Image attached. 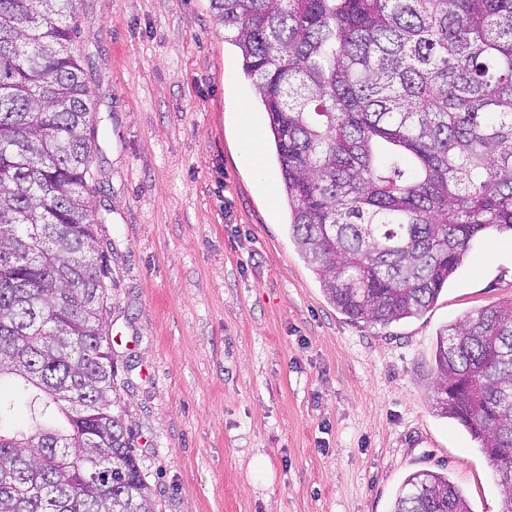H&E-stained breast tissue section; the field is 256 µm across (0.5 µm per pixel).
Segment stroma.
Wrapping results in <instances>:
<instances>
[{
	"label": "stroma",
	"mask_w": 512,
	"mask_h": 512,
	"mask_svg": "<svg viewBox=\"0 0 512 512\" xmlns=\"http://www.w3.org/2000/svg\"><path fill=\"white\" fill-rule=\"evenodd\" d=\"M77 48L104 121L114 382L155 512H391L414 472L502 512L479 445L432 407L436 336L512 301V241L475 239L435 305L387 326L324 296L279 193L243 160L239 104L268 118L209 0H78Z\"/></svg>",
	"instance_id": "1"
}]
</instances>
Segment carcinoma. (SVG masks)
I'll use <instances>...</instances> for the list:
<instances>
[{
    "mask_svg": "<svg viewBox=\"0 0 512 512\" xmlns=\"http://www.w3.org/2000/svg\"><path fill=\"white\" fill-rule=\"evenodd\" d=\"M268 115L288 231L325 297L383 326L438 300L471 243L512 234V0H210ZM77 0H0V512H154L114 396L90 218L101 118ZM434 408L512 512V301L437 334ZM392 512H471L409 476Z\"/></svg>",
    "mask_w": 512,
    "mask_h": 512,
    "instance_id": "carcinoma-1",
    "label": "carcinoma"
}]
</instances>
